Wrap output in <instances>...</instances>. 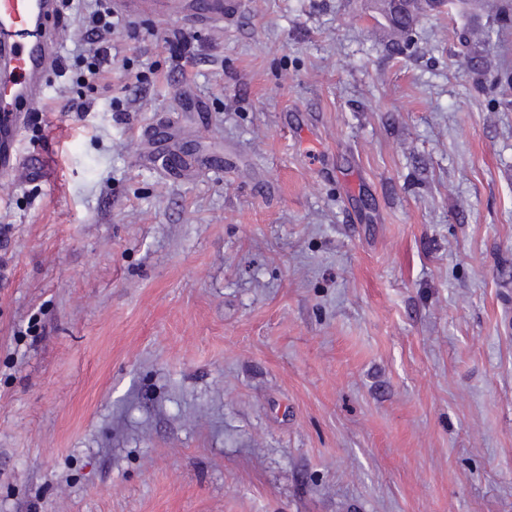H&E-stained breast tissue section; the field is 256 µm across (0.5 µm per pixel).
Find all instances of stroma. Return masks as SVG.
<instances>
[{"label":"stroma","instance_id":"1","mask_svg":"<svg viewBox=\"0 0 512 512\" xmlns=\"http://www.w3.org/2000/svg\"><path fill=\"white\" fill-rule=\"evenodd\" d=\"M500 3L393 58L379 0H238L181 74L124 15L91 88L69 23L0 177V512H512Z\"/></svg>","mask_w":512,"mask_h":512}]
</instances>
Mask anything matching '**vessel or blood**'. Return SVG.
<instances>
[{
    "instance_id": "obj_1",
    "label": "vessel or blood",
    "mask_w": 512,
    "mask_h": 512,
    "mask_svg": "<svg viewBox=\"0 0 512 512\" xmlns=\"http://www.w3.org/2000/svg\"><path fill=\"white\" fill-rule=\"evenodd\" d=\"M116 10L150 16L187 28L223 20L235 0H114ZM67 34L59 0H0V171L14 166L13 145L31 113L40 111L47 80L59 62L58 44Z\"/></svg>"
}]
</instances>
